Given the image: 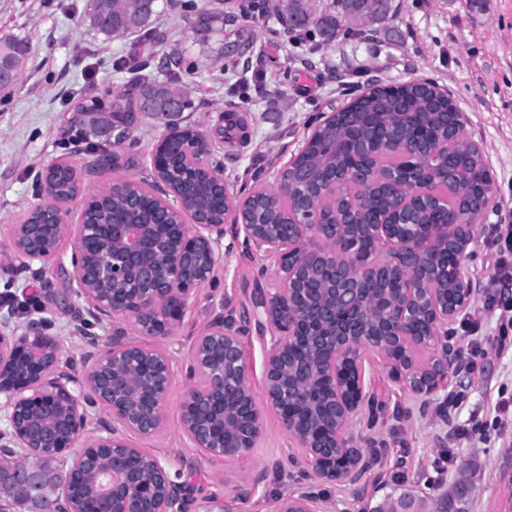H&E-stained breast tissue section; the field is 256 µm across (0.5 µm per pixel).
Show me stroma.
Returning <instances> with one entry per match:
<instances>
[{
	"label": "stroma",
	"instance_id": "obj_1",
	"mask_svg": "<svg viewBox=\"0 0 512 512\" xmlns=\"http://www.w3.org/2000/svg\"><path fill=\"white\" fill-rule=\"evenodd\" d=\"M184 2L159 0L161 35L144 43L135 35L96 33L90 0H0V39L21 38L30 46L17 82L0 89V249L10 243V225L43 203V177L52 164L66 162L77 171L83 194L68 205L74 220L84 193L126 180L153 183L150 157L169 129L168 118H140L120 141L111 128L91 129L84 110L108 106L139 74L163 77L172 53L185 58L180 78L191 90L192 107L180 123L208 137L227 187L238 195L274 184L323 113L360 88L376 81L437 83L462 112L464 133L480 146L493 179L490 210L467 257L481 288L463 316L479 327L470 333L459 323L450 326L460 350L475 340L487 352L482 371L452 378V390L463 392L465 403L444 421L423 412L411 389L391 379L384 360L367 354L365 382L377 405L350 427L364 464L358 486L320 482L309 470L273 472V463L287 459L292 448L264 397V342L253 330L243 346L262 426L247 457L227 466L204 461L184 472L185 460L198 452L178 423L185 392L178 374L165 402L163 431L134 444L165 456L182 480L203 485L207 512H268L277 495L304 485L323 494L329 512H373L403 495L431 512L461 476L475 487L467 512H512V421L456 434L467 428L471 413L488 421L499 416V389L512 394V348L499 350V312L487 306L497 271L490 231L512 225V0H393L395 15L366 37L341 35L327 45L289 30L273 11L250 9L251 0H206L218 19L203 35L193 30L196 13ZM241 35L249 37V50L227 55L226 45ZM97 147L116 152L119 166L94 167ZM224 240L232 248L220 250L215 278L190 301L173 346L176 362L187 358L192 336L214 315L249 303L255 287L276 283V268L263 252L234 242L229 232ZM71 281L67 261L38 272L17 262L0 268V316L15 326L31 316L44 319L48 334L60 340L62 358L77 365L85 349L75 333L76 311L85 302L72 295ZM450 450L467 463L466 472L442 469ZM265 467V482L244 481V474Z\"/></svg>",
	"mask_w": 512,
	"mask_h": 512
}]
</instances>
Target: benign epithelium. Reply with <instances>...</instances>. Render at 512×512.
<instances>
[{"instance_id": "1", "label": "benign epithelium", "mask_w": 512, "mask_h": 512, "mask_svg": "<svg viewBox=\"0 0 512 512\" xmlns=\"http://www.w3.org/2000/svg\"><path fill=\"white\" fill-rule=\"evenodd\" d=\"M377 0H352L351 18L376 23ZM340 119L349 141L361 149L372 139L373 127L351 123L352 113L334 108L325 114ZM439 122L448 129V144L426 136L409 138L394 133L387 144L405 151L409 164L404 176L389 174L381 181L389 193L401 194L434 171L439 157L481 152L460 137L456 114L442 112ZM210 142L198 132L187 159L204 158ZM157 183L154 224H77L66 221L68 208L60 202L41 208L47 224H14L8 250L0 264L19 259L45 267L71 248L73 293L86 302V313L97 321L112 322V334L99 338L78 330L85 343L83 370L61 361L60 342L41 332L44 321L30 319L25 331L0 320V411L7 430H0V458L13 465L8 474L13 497L29 512H200L202 490L171 475L166 461L133 447L128 437L151 438L164 426V402L174 372L164 347L133 342L128 329L158 340L170 339L182 329L189 299L214 278L218 250L224 240V222L235 223L245 239L264 252L278 269L273 290L259 288L252 308L215 315L193 338L185 367L187 392L180 405L182 433L203 458L234 462L254 447L260 432V413L250 390L242 339L252 323L266 338L263 378L266 401L277 412L292 447L288 464L309 468L319 479L348 484L359 481L361 454L349 437L354 417L374 408L373 395L359 382L350 397L336 386V363L344 354L371 352L383 357L389 375L423 398V408L448 419L434 403L448 389V370H460V353L448 344V325L478 298L475 278L460 266L454 287L458 299L448 306V250L468 254L477 240V227L492 200V185L482 193H466L462 210L466 223L429 225L422 237L405 236L403 215L378 213L369 225L391 261L405 273V288L369 328L371 302L361 288L376 278L380 268L351 260L336 265V254L352 252L345 227L357 216L348 214L339 224L309 221L284 212L282 223L253 224L249 215L264 188L234 196L224 180L216 178L223 195V220L208 219L197 204L190 183L178 187L166 180L165 170L153 165ZM305 176L294 171L279 174V194L295 195ZM422 309L424 335L431 337L432 358L423 368L419 347L409 346L405 331L408 312ZM304 336L320 354L301 370L290 366L293 342ZM307 395L288 413L286 393ZM103 415L95 418L91 410ZM64 465L61 478L51 483L40 467L44 449ZM92 472L95 488L84 502L68 496L73 475ZM270 512H325L322 494L301 490L282 494Z\"/></svg>"}]
</instances>
